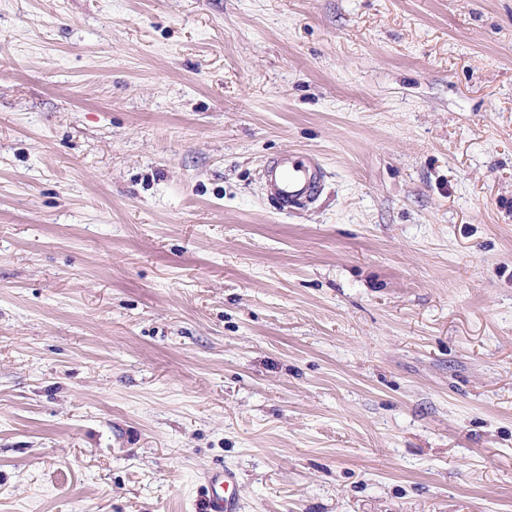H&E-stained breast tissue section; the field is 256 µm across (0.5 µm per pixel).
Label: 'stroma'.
Instances as JSON below:
<instances>
[{
  "label": "stroma",
  "instance_id": "stroma-1",
  "mask_svg": "<svg viewBox=\"0 0 512 512\" xmlns=\"http://www.w3.org/2000/svg\"><path fill=\"white\" fill-rule=\"evenodd\" d=\"M220 467L240 512H512V0H0V512ZM268 198L283 212L314 203L324 187V169L309 152L290 151L267 158L261 166Z\"/></svg>",
  "mask_w": 512,
  "mask_h": 512
}]
</instances>
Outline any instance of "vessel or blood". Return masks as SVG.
I'll return each mask as SVG.
<instances>
[{
	"instance_id": "b4317fda",
	"label": "vessel or blood",
	"mask_w": 512,
	"mask_h": 512,
	"mask_svg": "<svg viewBox=\"0 0 512 512\" xmlns=\"http://www.w3.org/2000/svg\"><path fill=\"white\" fill-rule=\"evenodd\" d=\"M269 199L283 212H291L314 203L324 187V169L318 159L305 151H291L267 158L261 166ZM238 481L236 471L225 468L212 474L209 490L203 495L198 512H237L236 496L221 495L220 487H232Z\"/></svg>"
}]
</instances>
